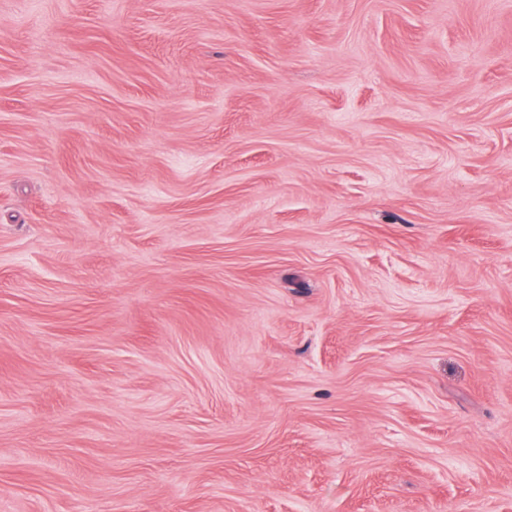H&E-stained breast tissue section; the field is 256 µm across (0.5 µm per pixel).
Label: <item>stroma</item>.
Here are the masks:
<instances>
[{
  "instance_id": "35a3bbf8",
  "label": "stroma",
  "mask_w": 512,
  "mask_h": 512,
  "mask_svg": "<svg viewBox=\"0 0 512 512\" xmlns=\"http://www.w3.org/2000/svg\"><path fill=\"white\" fill-rule=\"evenodd\" d=\"M0 512H512V0H0Z\"/></svg>"
}]
</instances>
